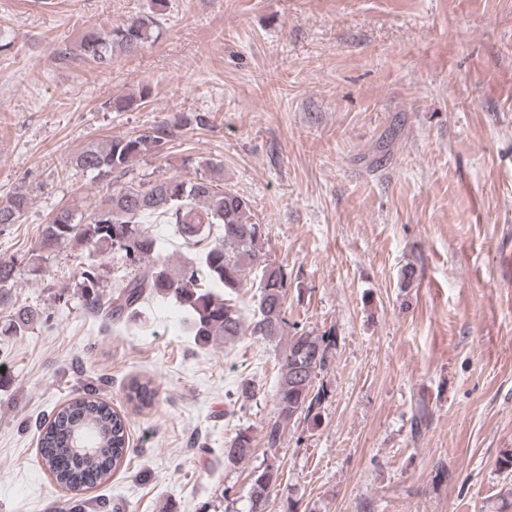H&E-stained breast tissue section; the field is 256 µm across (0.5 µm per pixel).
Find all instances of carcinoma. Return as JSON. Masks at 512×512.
Segmentation results:
<instances>
[{
  "label": "carcinoma",
  "mask_w": 512,
  "mask_h": 512,
  "mask_svg": "<svg viewBox=\"0 0 512 512\" xmlns=\"http://www.w3.org/2000/svg\"><path fill=\"white\" fill-rule=\"evenodd\" d=\"M157 20L151 15L127 19L105 37L89 33L77 51L99 65L112 64V54L137 52L154 35ZM151 94L144 87L137 96H118L106 106L126 112ZM204 124L205 116L179 115L174 123H154L132 135L114 136L91 144L73 159L75 167L99 181L113 183L110 193L83 224L75 211L56 212L41 230L39 241L27 258L32 271L65 243H75L90 253L114 251L134 263L115 289L106 290L91 262L78 277V294L88 312L113 325L136 315L151 298L175 299L189 315L195 342L206 346L240 336L273 339L284 335V297L288 277L280 266L265 259L268 239L265 224L250 222L251 204L243 196L222 187L215 175L189 178L173 176L146 183H117L140 156L161 149L180 125ZM30 195L18 188L0 198V232L17 223L28 210ZM151 224H171L182 243L201 246L198 258L170 264L159 257L158 239ZM220 235L211 236L213 226ZM254 272L257 301L250 319H244L236 296ZM17 265L0 258V310H11L7 327L20 332L41 317L37 308H14L13 288ZM327 345L322 336L308 332L288 339L281 372L275 385V416L267 423L268 448L280 444L284 428L300 417L317 421L320 394L313 382L326 366ZM157 389L148 378L134 377L127 384V399L138 408L151 406ZM41 455L55 482L63 489L80 492L108 482L129 447L124 419L90 389L75 397L39 423ZM254 436L239 430L224 446V461L236 464L251 456ZM276 473L264 468L253 474L248 492L249 512H266Z\"/></svg>",
  "instance_id": "carcinoma-1"
}]
</instances>
